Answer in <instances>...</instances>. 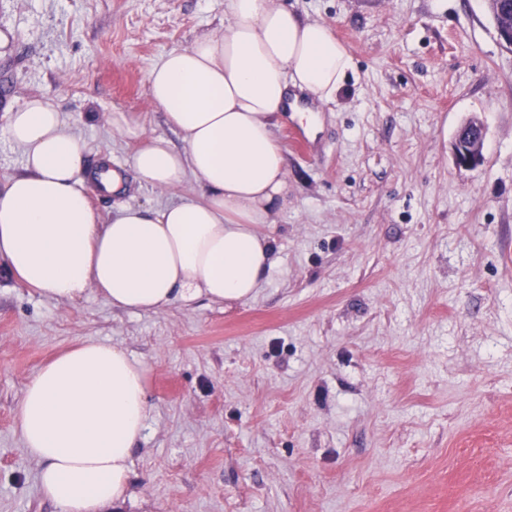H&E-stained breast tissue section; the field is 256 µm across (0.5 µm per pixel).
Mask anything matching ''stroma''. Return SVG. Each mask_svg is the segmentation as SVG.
<instances>
[{
  "mask_svg": "<svg viewBox=\"0 0 512 512\" xmlns=\"http://www.w3.org/2000/svg\"><path fill=\"white\" fill-rule=\"evenodd\" d=\"M329 25L354 68L315 102L316 136L279 123L288 209L279 263L248 300L159 312L88 289L39 295L0 259V512H58L16 410L28 379L80 341L147 368L151 404L114 512H512V49L485 0H273ZM225 0H0V182L22 167L6 114L65 112L103 219L198 194L139 186L134 153L173 138L147 93L167 52L224 25ZM124 113L142 135L110 123ZM484 160L456 166L470 119Z\"/></svg>",
  "mask_w": 512,
  "mask_h": 512,
  "instance_id": "35a3bbf8",
  "label": "stroma"
}]
</instances>
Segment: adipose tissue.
Instances as JSON below:
<instances>
[{
  "instance_id": "ef3b65f1",
  "label": "adipose tissue",
  "mask_w": 512,
  "mask_h": 512,
  "mask_svg": "<svg viewBox=\"0 0 512 512\" xmlns=\"http://www.w3.org/2000/svg\"><path fill=\"white\" fill-rule=\"evenodd\" d=\"M352 68L323 22L270 0H226L221 32L167 53L147 77L181 148L157 137L132 158L140 185L174 187L191 176L199 195L127 206L107 222L78 186L83 143L51 101L30 99L6 115L23 165L0 187V257L19 283L59 301L91 287L129 312L251 298L278 263L258 228L288 208L273 128L288 111L312 121L290 90L332 98ZM147 372L124 350L84 340L25 384L17 430L58 512H102L128 498L132 452L151 411Z\"/></svg>"
}]
</instances>
